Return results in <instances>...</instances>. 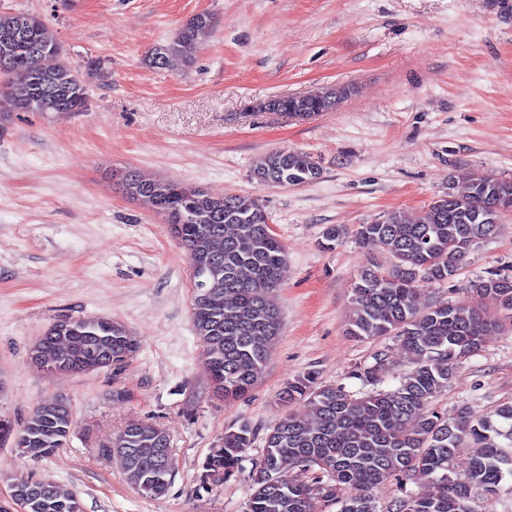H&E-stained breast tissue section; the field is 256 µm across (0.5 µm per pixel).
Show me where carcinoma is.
Segmentation results:
<instances>
[{"instance_id": "obj_1", "label": "carcinoma", "mask_w": 512, "mask_h": 512, "mask_svg": "<svg viewBox=\"0 0 512 512\" xmlns=\"http://www.w3.org/2000/svg\"><path fill=\"white\" fill-rule=\"evenodd\" d=\"M213 18L205 13L188 20L168 43L153 50L152 67H167L173 56L194 61L211 36ZM55 60L51 66L47 59ZM342 92L317 93L312 100L278 98L258 110L324 112ZM88 87L71 65L48 25L37 15L0 12V115L9 112H83ZM259 182L300 185L317 179L318 162L304 152L280 150L259 157L252 170ZM123 190L153 212L164 215L190 265H199L206 286L194 293L193 327L210 385L226 401L238 400L257 384L281 330L275 303L284 245L266 233L268 217L258 200L214 195L167 179H144L134 171L122 176ZM512 212V180L480 171L466 175V190L454 183L414 220L391 212L359 225L362 241L379 243L394 260L389 271L372 265L360 271L352 287L347 331L359 338L392 334L415 359L412 371L393 389L354 394L346 386H319L312 372L287 382L277 395L289 407H309L302 418L288 412L264 437L252 478L247 512H318L321 501L335 502L339 512H377L369 490L388 479L424 485L419 495L393 503V512H470L478 491H496L504 471L512 473V455L498 438H512V404L495 418L473 421L465 412L449 419L430 406L448 387L453 370L477 354L498 324L484 308L496 306L512 319V278L491 276L471 284L469 306L438 302L420 307L421 284L444 282L466 265L474 247L496 235ZM139 341L107 318L64 319L34 345L31 357L50 373L110 368L134 355ZM385 369L383 354L354 377L375 384ZM74 425L69 404L59 398L41 401L19 433L0 419V441L33 461L51 455ZM122 447L129 457L121 468L143 494L159 498L171 485L164 445L168 433L159 425L135 421ZM479 448L461 476L453 472L456 448L465 441ZM255 432L242 423L224 432L202 464L201 487L234 475L242 454L253 446ZM21 512H80L77 500L52 480L26 478L16 483Z\"/></svg>"}]
</instances>
